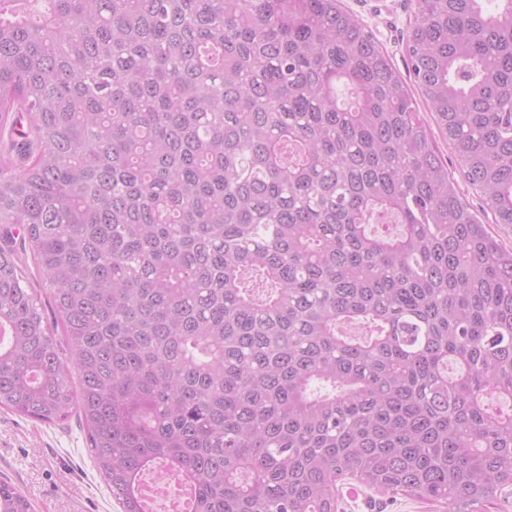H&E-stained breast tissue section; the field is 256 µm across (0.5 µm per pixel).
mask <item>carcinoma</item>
Masks as SVG:
<instances>
[{"label": "carcinoma", "mask_w": 512, "mask_h": 512, "mask_svg": "<svg viewBox=\"0 0 512 512\" xmlns=\"http://www.w3.org/2000/svg\"><path fill=\"white\" fill-rule=\"evenodd\" d=\"M406 52L512 224V0H415ZM0 126V407L83 416L122 512L150 471L194 512L512 486V247L340 0H0Z\"/></svg>", "instance_id": "cac0c4a2"}]
</instances>
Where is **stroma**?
Returning <instances> with one entry per match:
<instances>
[{
	"label": "stroma",
	"instance_id": "35a3bbf8",
	"mask_svg": "<svg viewBox=\"0 0 512 512\" xmlns=\"http://www.w3.org/2000/svg\"><path fill=\"white\" fill-rule=\"evenodd\" d=\"M369 27L400 73L415 0H342ZM0 480L18 488L32 512H121L91 459L77 419L47 423L0 407ZM340 512H440L439 506L359 486L338 485Z\"/></svg>",
	"mask_w": 512,
	"mask_h": 512
}]
</instances>
